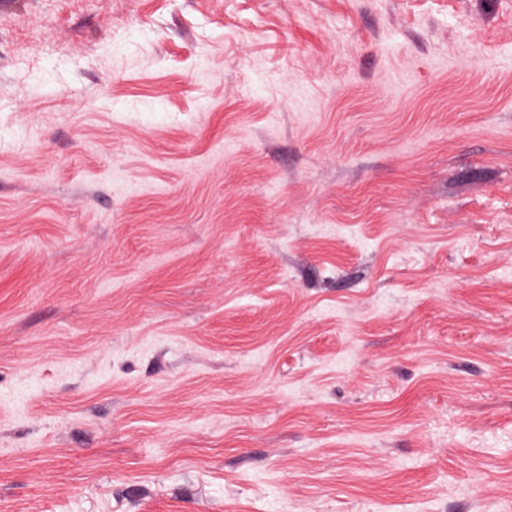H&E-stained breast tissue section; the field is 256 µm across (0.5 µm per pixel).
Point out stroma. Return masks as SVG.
<instances>
[{
  "label": "stroma",
  "mask_w": 512,
  "mask_h": 512,
  "mask_svg": "<svg viewBox=\"0 0 512 512\" xmlns=\"http://www.w3.org/2000/svg\"><path fill=\"white\" fill-rule=\"evenodd\" d=\"M0 512H512V0H0Z\"/></svg>",
  "instance_id": "stroma-1"
}]
</instances>
